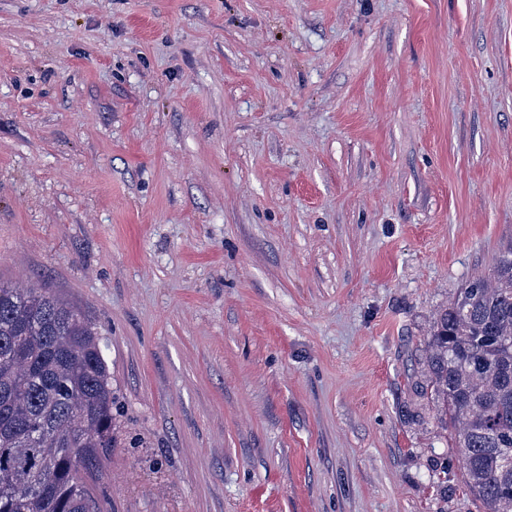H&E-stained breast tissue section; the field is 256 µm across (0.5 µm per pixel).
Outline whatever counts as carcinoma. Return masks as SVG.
Listing matches in <instances>:
<instances>
[{"mask_svg":"<svg viewBox=\"0 0 512 512\" xmlns=\"http://www.w3.org/2000/svg\"><path fill=\"white\" fill-rule=\"evenodd\" d=\"M431 396L484 512H512V244L434 321ZM94 324L47 288L0 283V512H101L117 441Z\"/></svg>","mask_w":512,"mask_h":512,"instance_id":"obj_1","label":"carcinoma"}]
</instances>
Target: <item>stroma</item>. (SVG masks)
Segmentation results:
<instances>
[{"instance_id": "stroma-1", "label": "stroma", "mask_w": 512, "mask_h": 512, "mask_svg": "<svg viewBox=\"0 0 512 512\" xmlns=\"http://www.w3.org/2000/svg\"><path fill=\"white\" fill-rule=\"evenodd\" d=\"M512 244V0H0V280L93 321L107 512H480L436 313Z\"/></svg>"}]
</instances>
